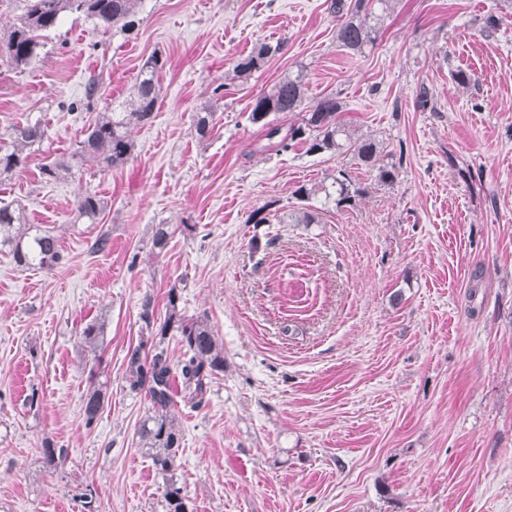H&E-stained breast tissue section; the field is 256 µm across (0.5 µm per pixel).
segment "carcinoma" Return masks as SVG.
<instances>
[{
  "mask_svg": "<svg viewBox=\"0 0 512 512\" xmlns=\"http://www.w3.org/2000/svg\"><path fill=\"white\" fill-rule=\"evenodd\" d=\"M20 13L7 34L0 37V59L15 69H23L44 47L43 39L66 14H77L92 21L104 30L118 27L129 30L137 22L141 0H18ZM392 0H334L331 8L341 18L336 29V43L342 50L359 54L377 37L372 24L375 6L382 11L391 9ZM280 45L262 43L247 56L236 61L235 76L248 77L261 69L266 60L278 53ZM165 61L150 57L142 66L130 99L119 108L102 113L94 124L84 130L83 139L70 156H60L41 168L42 179L58 181L71 173L72 160L87 159L102 171L124 163L131 154L130 129L135 125L152 122L156 110L159 87L157 75ZM300 112L302 122L288 127L281 133L278 127L268 131V137L281 136L278 150L285 152L294 143L306 146V152L352 153L358 161L375 172V180L391 184L396 180L397 167L379 165V147L375 139L354 136L339 119L342 103L334 96L308 100V84L303 71L281 77L267 91L251 103L250 120L262 123L271 113ZM214 113L204 109L195 115L197 134L204 138L213 128ZM47 128L41 122H26L13 127L9 135L11 146L0 148V176L10 175L26 166L29 150L41 144ZM336 207L352 205L363 193L353 180L343 172L336 177ZM103 211V202L95 193H85L77 202L78 216L96 222ZM6 248L17 266H36L51 270L62 263L64 255L57 238L48 231H32L27 224L22 207L0 206V249ZM168 317L157 330L151 345L141 343L127 352L130 384L134 389H144L150 398L151 413L142 422L139 436L152 452L153 462L164 474L178 468V450L181 434L175 423L171 407L177 401L199 405L209 389L214 376L224 371V352L211 327L201 318L186 316L179 309L178 289L167 293ZM104 321L94 320L82 330L81 338L89 362H99L104 336ZM173 334L184 349V357L173 364L167 347L166 336ZM105 393L100 388L88 391L84 398V424L92 426L103 407ZM44 464L56 468L64 463L67 453L49 441L42 443ZM166 512H192L188 501L173 478L166 479L164 487Z\"/></svg>",
  "mask_w": 512,
  "mask_h": 512,
  "instance_id": "1",
  "label": "carcinoma"
}]
</instances>
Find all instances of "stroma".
<instances>
[{
  "label": "stroma",
  "instance_id": "35a3bbf8",
  "mask_svg": "<svg viewBox=\"0 0 512 512\" xmlns=\"http://www.w3.org/2000/svg\"><path fill=\"white\" fill-rule=\"evenodd\" d=\"M331 3L141 0L131 31L68 14L24 71L0 61V146L13 126L47 128L26 169L0 179V205L24 207L64 254L45 271L0 252V512H82L88 494L99 512H165L138 436L150 401L125 355L148 336L144 296L161 322L172 287L224 349L201 405L176 413L193 512H512V0H392L354 56ZM264 42L281 49L236 78ZM155 54L160 97L128 159L44 182L41 166L129 99ZM300 66L310 99L336 95L354 135L379 140L393 184L349 153L276 151L249 121ZM91 77V110L69 111ZM341 170L366 189L347 208L324 193ZM303 184L316 189L305 202ZM87 191L104 202L93 224L77 216ZM303 207L317 223H294ZM100 318L92 376L80 333ZM94 387L106 398L88 427ZM46 440L67 451L57 468ZM104 399L105 393L102 389L94 387L88 391L83 406V419L86 426L90 427L96 422L103 407Z\"/></svg>",
  "mask_w": 512,
  "mask_h": 512
}]
</instances>
